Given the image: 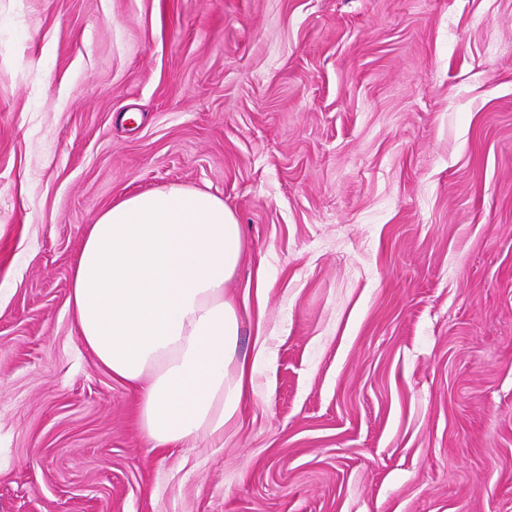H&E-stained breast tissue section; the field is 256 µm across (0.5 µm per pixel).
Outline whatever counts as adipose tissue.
<instances>
[{"mask_svg":"<svg viewBox=\"0 0 512 512\" xmlns=\"http://www.w3.org/2000/svg\"><path fill=\"white\" fill-rule=\"evenodd\" d=\"M241 252L223 200L177 185L116 200L84 237L69 298L78 337L133 385L155 446L223 437L239 411L252 367L224 288Z\"/></svg>","mask_w":512,"mask_h":512,"instance_id":"obj_1","label":"adipose tissue"}]
</instances>
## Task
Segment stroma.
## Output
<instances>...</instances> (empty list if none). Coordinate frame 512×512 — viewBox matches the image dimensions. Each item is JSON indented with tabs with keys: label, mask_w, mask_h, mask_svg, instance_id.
<instances>
[{
	"label": "stroma",
	"mask_w": 512,
	"mask_h": 512,
	"mask_svg": "<svg viewBox=\"0 0 512 512\" xmlns=\"http://www.w3.org/2000/svg\"><path fill=\"white\" fill-rule=\"evenodd\" d=\"M172 184L257 369L157 448L70 275ZM0 512H512V0H0Z\"/></svg>",
	"instance_id": "obj_1"
}]
</instances>
